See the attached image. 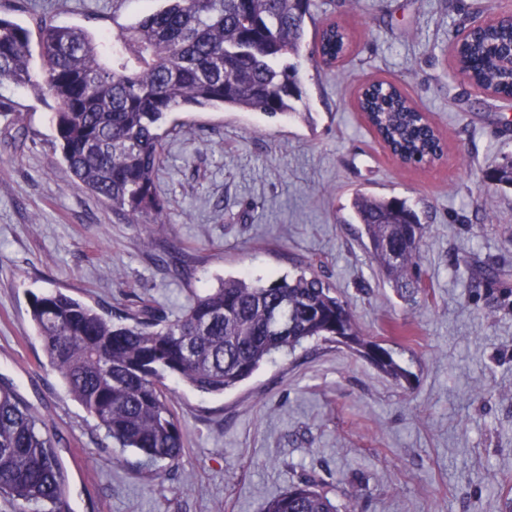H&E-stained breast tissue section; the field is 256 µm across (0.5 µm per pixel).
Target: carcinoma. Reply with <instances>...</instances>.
Here are the masks:
<instances>
[{"label":"carcinoma","instance_id":"obj_1","mask_svg":"<svg viewBox=\"0 0 512 512\" xmlns=\"http://www.w3.org/2000/svg\"><path fill=\"white\" fill-rule=\"evenodd\" d=\"M159 2L120 27L109 44L42 15L34 45L28 28L0 15V85L30 87L55 100V138L66 171L129 224L163 223L155 177L169 113L220 109L294 117L305 96L295 59L314 0ZM349 46L343 26L323 22L314 30L309 60L329 67ZM454 51L473 85L512 99L511 21L468 31ZM357 109L401 164L443 156L428 116L397 84L371 82L358 94ZM487 177L512 186V156ZM352 209L386 280L408 300L426 293L416 262L426 227L416 210L404 199L365 193L354 196ZM503 275L484 266L476 286H491ZM30 312L43 353L68 393L119 448L153 462L176 461L183 449L165 392L169 376L222 393L273 353L321 338L345 345L398 384L411 377L392 348L363 334L349 304L315 273L269 283L229 278L174 320L144 301L114 320L60 290L31 295ZM41 424L13 388L0 386V497L20 512H69L65 473ZM262 512L337 508L309 475L267 500Z\"/></svg>","mask_w":512,"mask_h":512}]
</instances>
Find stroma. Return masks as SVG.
Masks as SVG:
<instances>
[{
	"label": "stroma",
	"instance_id": "stroma-1",
	"mask_svg": "<svg viewBox=\"0 0 512 512\" xmlns=\"http://www.w3.org/2000/svg\"><path fill=\"white\" fill-rule=\"evenodd\" d=\"M344 24L341 67L304 64L293 119L257 112L170 113L155 178L161 224H129L60 163L50 99L0 86V383L44 423L67 474L70 512H261L315 474L338 512H505L512 499V188L485 172L512 154V101L451 66L477 16L512 0H317ZM150 0H0L29 27L46 14L100 34ZM401 84L446 142L444 158L395 161L354 106L359 87ZM407 200L427 228V292L383 281L351 215L355 193ZM483 265L507 269L476 292ZM313 268L363 333L394 339L413 375L397 385L344 346L312 339L273 354L221 394L167 378L184 440L178 462L112 447L47 362L31 295L60 290L116 318L139 301L174 319L224 278L272 281Z\"/></svg>",
	"mask_w": 512,
	"mask_h": 512
}]
</instances>
